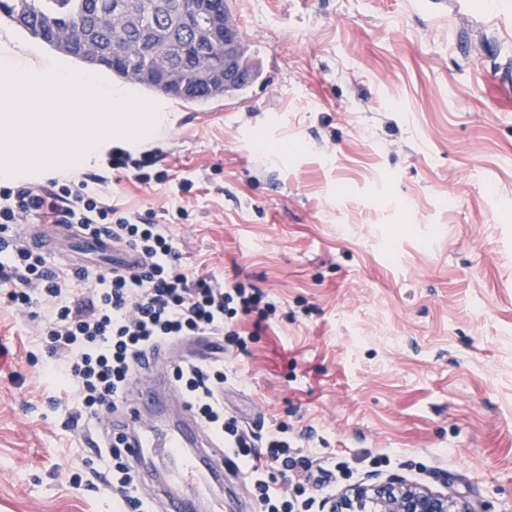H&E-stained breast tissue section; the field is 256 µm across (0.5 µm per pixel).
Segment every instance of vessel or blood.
Masks as SVG:
<instances>
[{
	"label": "vessel or blood",
	"mask_w": 512,
	"mask_h": 512,
	"mask_svg": "<svg viewBox=\"0 0 512 512\" xmlns=\"http://www.w3.org/2000/svg\"><path fill=\"white\" fill-rule=\"evenodd\" d=\"M113 251L109 241L83 236L70 253L71 265L78 269L85 255ZM160 360L157 354L149 357L134 398L112 418V432L123 436L122 451L134 464H145L152 455L164 464L163 472L149 476L159 512H205L211 489L224 484L228 455L166 376L156 374Z\"/></svg>",
	"instance_id": "vessel-or-blood-1"
}]
</instances>
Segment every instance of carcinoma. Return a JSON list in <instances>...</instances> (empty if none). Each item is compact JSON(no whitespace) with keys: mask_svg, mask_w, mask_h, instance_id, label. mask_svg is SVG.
<instances>
[{"mask_svg":"<svg viewBox=\"0 0 512 512\" xmlns=\"http://www.w3.org/2000/svg\"><path fill=\"white\" fill-rule=\"evenodd\" d=\"M2 22L152 95L207 105L243 96L259 78L243 38L224 50V32L240 33L228 0H0Z\"/></svg>","mask_w":512,"mask_h":512,"instance_id":"obj_1","label":"carcinoma"}]
</instances>
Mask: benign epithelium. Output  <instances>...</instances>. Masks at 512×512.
<instances>
[{"label": "benign epithelium", "mask_w": 512, "mask_h": 512, "mask_svg": "<svg viewBox=\"0 0 512 512\" xmlns=\"http://www.w3.org/2000/svg\"><path fill=\"white\" fill-rule=\"evenodd\" d=\"M328 512H475L462 496H448L403 479L345 489L332 499Z\"/></svg>", "instance_id": "benign-epithelium-1"}]
</instances>
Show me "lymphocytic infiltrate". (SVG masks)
<instances>
[{"label":"lymphocytic infiltrate","mask_w":512,"mask_h":512,"mask_svg":"<svg viewBox=\"0 0 512 512\" xmlns=\"http://www.w3.org/2000/svg\"><path fill=\"white\" fill-rule=\"evenodd\" d=\"M109 178L87 174L48 186L0 184V281L7 302L27 312L47 300L53 307L37 342L57 391L50 403L66 415L65 427L95 429L109 450L108 487L121 512H154L138 476L111 435L114 413L124 407L151 353L187 338L208 336L216 351L243 348L238 315L268 318L276 307L266 293L242 283L227 286L216 276L192 271L156 213L130 212L107 192ZM77 224L134 256L133 264L89 272L54 269L16 232L19 224ZM179 394L201 424L223 444L254 491L258 512H311V499H298L277 467L307 466L309 458L276 428L259 438L224 415L223 359L175 365Z\"/></svg>","instance_id":"f902f5d3"}]
</instances>
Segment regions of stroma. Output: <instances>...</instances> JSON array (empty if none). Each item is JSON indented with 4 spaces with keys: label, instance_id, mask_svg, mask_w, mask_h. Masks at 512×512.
I'll use <instances>...</instances> for the list:
<instances>
[{
    "label": "stroma",
    "instance_id": "1",
    "mask_svg": "<svg viewBox=\"0 0 512 512\" xmlns=\"http://www.w3.org/2000/svg\"><path fill=\"white\" fill-rule=\"evenodd\" d=\"M229 6L259 80L202 107L156 97L167 179L109 187L165 213L188 268L275 303L236 319L227 415L311 450L284 476L314 512L391 475L512 512V0ZM7 290L0 512H112ZM74 459L78 486L58 469Z\"/></svg>",
    "mask_w": 512,
    "mask_h": 512
}]
</instances>
